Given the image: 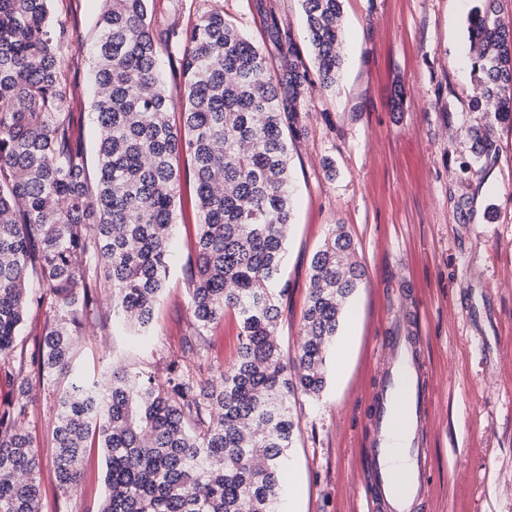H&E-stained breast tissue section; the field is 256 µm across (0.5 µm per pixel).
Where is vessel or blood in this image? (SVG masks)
<instances>
[{"label":"vessel or blood","instance_id":"1","mask_svg":"<svg viewBox=\"0 0 512 512\" xmlns=\"http://www.w3.org/2000/svg\"><path fill=\"white\" fill-rule=\"evenodd\" d=\"M421 339L422 331L416 325L397 337L373 404L379 437L372 443L369 460V498L378 512H416L427 484L422 431L431 393L418 357ZM395 433L402 436L407 457L400 470L388 461L390 437Z\"/></svg>","mask_w":512,"mask_h":512}]
</instances>
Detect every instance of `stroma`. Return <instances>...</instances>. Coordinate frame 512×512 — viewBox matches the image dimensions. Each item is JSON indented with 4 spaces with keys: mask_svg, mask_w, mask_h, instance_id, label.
Wrapping results in <instances>:
<instances>
[{
    "mask_svg": "<svg viewBox=\"0 0 512 512\" xmlns=\"http://www.w3.org/2000/svg\"><path fill=\"white\" fill-rule=\"evenodd\" d=\"M166 23L187 25L219 6L253 40L260 12L274 13L306 43L300 0H155ZM472 0H344L343 67L334 88L309 89L306 135L290 149L294 202L281 278L278 342L285 358L303 340L310 266L334 225L353 238L364 276L347 299L316 395L290 399L300 428L288 450L291 481L280 512H370L363 458L375 436L369 414L394 337L410 309L424 311L421 361L432 387L424 440L430 486L417 512H512V127L471 106L466 16ZM102 0H54L52 19L72 34L63 49L78 85V133L96 168L98 131L90 108L89 47ZM492 126L498 151L476 158L466 132ZM333 160L327 176L324 160ZM198 214L192 179L182 178L171 226L169 275L152 326L119 325L112 290L72 338L74 372L93 381L113 367L163 380L170 359L205 355L211 384L231 363L239 326L233 311L202 337L193 333L189 272ZM47 306H32L18 358L0 359V414L28 382L23 422L42 460L39 512H97L106 459L88 443L75 492L62 493L52 458L56 395L67 377L42 376L38 358Z\"/></svg>",
    "mask_w": 512,
    "mask_h": 512,
    "instance_id": "35a3bbf8",
    "label": "stroma"
}]
</instances>
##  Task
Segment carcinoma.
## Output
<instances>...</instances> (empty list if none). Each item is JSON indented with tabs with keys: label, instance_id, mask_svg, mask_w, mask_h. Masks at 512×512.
Wrapping results in <instances>:
<instances>
[{
	"label": "carcinoma",
	"instance_id": "1",
	"mask_svg": "<svg viewBox=\"0 0 512 512\" xmlns=\"http://www.w3.org/2000/svg\"><path fill=\"white\" fill-rule=\"evenodd\" d=\"M53 0H0V359L13 355L28 304L26 282L46 288L50 324L39 358L47 376L71 371L72 328L100 281L113 314L152 323L168 273L179 174L190 157L199 215L191 274L195 336L235 311L238 343L214 387L169 361L164 381L116 369L101 384L74 378L57 399L52 459L73 492L89 437L106 457L98 512H279L288 448L299 419L288 401L319 393L343 305L364 276L341 224L311 261L306 341L284 359L276 328L288 286L273 287L291 224L289 147L305 132L313 84L302 51L272 14L264 38L240 33L213 7L187 27L152 22L150 0H104L91 46L99 128L91 180L75 134V86L61 50L69 32ZM498 0L468 15L473 109L512 125V21ZM343 0H302L320 87L342 67ZM182 52L180 122L158 66L162 45ZM476 157L496 153L491 128L467 131ZM28 402L0 417V512H39L41 461L20 424Z\"/></svg>",
	"mask_w": 512,
	"mask_h": 512
}]
</instances>
